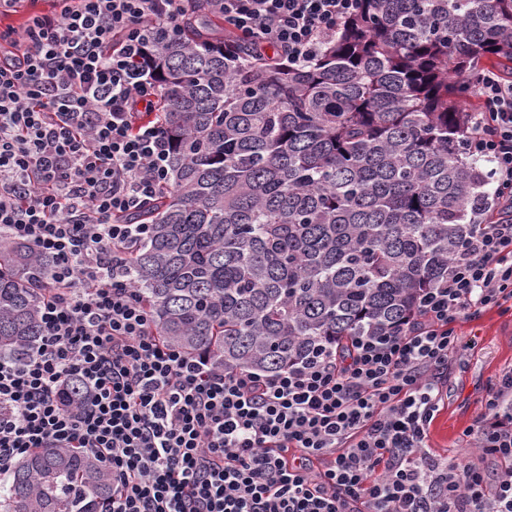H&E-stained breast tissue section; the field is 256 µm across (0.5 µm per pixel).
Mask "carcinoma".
<instances>
[{"mask_svg": "<svg viewBox=\"0 0 512 512\" xmlns=\"http://www.w3.org/2000/svg\"><path fill=\"white\" fill-rule=\"evenodd\" d=\"M157 39L168 181L126 220L157 335L226 370L274 372L315 346L395 330L479 230L485 174L466 152L485 62L512 79V0H359L313 59L229 53L209 0ZM44 261L0 234V358L40 335ZM94 458L42 448L0 485V512H98Z\"/></svg>", "mask_w": 512, "mask_h": 512, "instance_id": "carcinoma-1", "label": "carcinoma"}]
</instances>
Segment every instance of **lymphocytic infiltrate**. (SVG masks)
I'll return each instance as SVG.
<instances>
[{
  "instance_id": "1",
  "label": "lymphocytic infiltrate",
  "mask_w": 512,
  "mask_h": 512,
  "mask_svg": "<svg viewBox=\"0 0 512 512\" xmlns=\"http://www.w3.org/2000/svg\"><path fill=\"white\" fill-rule=\"evenodd\" d=\"M187 0H56L0 31V231L48 259L42 334L0 360V479L39 448L112 477L101 512H512V370L470 428L476 457L435 458L440 370L464 317L512 301V79H477L468 152L489 160L499 218L469 237L415 317L348 353L320 345L273 373L169 345L123 272L149 232L127 213L168 180L148 62ZM254 56L314 57L358 0H210ZM83 388L73 398L72 383ZM484 457L501 462L496 475Z\"/></svg>"
}]
</instances>
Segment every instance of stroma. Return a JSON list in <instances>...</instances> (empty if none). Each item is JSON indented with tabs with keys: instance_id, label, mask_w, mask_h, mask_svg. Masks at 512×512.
<instances>
[{
	"instance_id": "obj_1",
	"label": "stroma",
	"mask_w": 512,
	"mask_h": 512,
	"mask_svg": "<svg viewBox=\"0 0 512 512\" xmlns=\"http://www.w3.org/2000/svg\"><path fill=\"white\" fill-rule=\"evenodd\" d=\"M461 343L448 356L440 410L429 429L438 457L472 453L465 431L484 415L483 397L504 370L512 369V308H494L456 325Z\"/></svg>"
}]
</instances>
